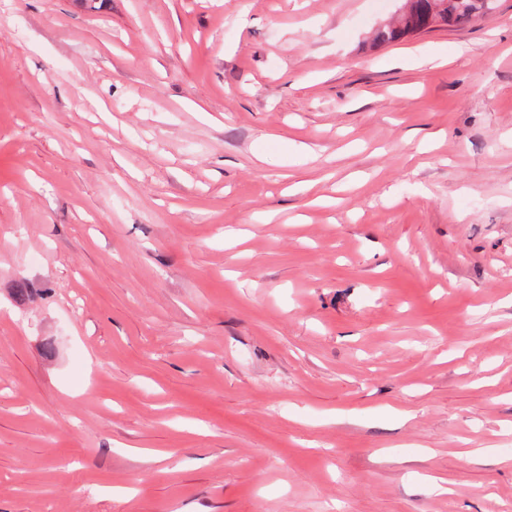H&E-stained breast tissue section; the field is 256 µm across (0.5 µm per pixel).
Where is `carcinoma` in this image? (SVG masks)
<instances>
[{
	"label": "carcinoma",
	"mask_w": 512,
	"mask_h": 512,
	"mask_svg": "<svg viewBox=\"0 0 512 512\" xmlns=\"http://www.w3.org/2000/svg\"><path fill=\"white\" fill-rule=\"evenodd\" d=\"M497 0H405L399 24H385L375 33L379 44L396 42L438 25L462 26L491 14Z\"/></svg>",
	"instance_id": "obj_1"
}]
</instances>
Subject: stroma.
Wrapping results in <instances>:
<instances>
[{
	"mask_svg": "<svg viewBox=\"0 0 512 512\" xmlns=\"http://www.w3.org/2000/svg\"><path fill=\"white\" fill-rule=\"evenodd\" d=\"M0 0V512H501L512 0ZM497 0H405L399 24H385L375 33L378 44H388L438 25L462 26L491 14Z\"/></svg>",
	"mask_w": 512,
	"mask_h": 512,
	"instance_id": "1",
	"label": "stroma"
}]
</instances>
